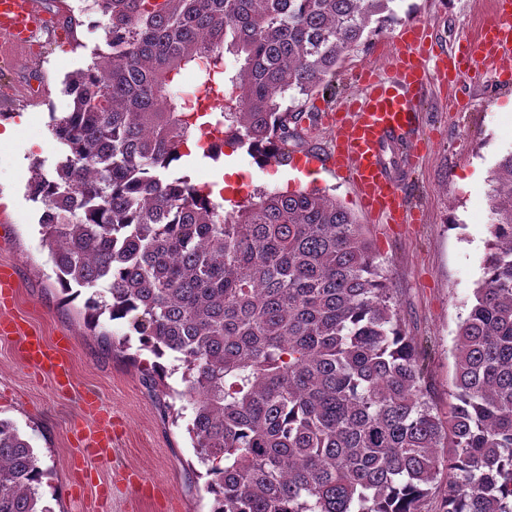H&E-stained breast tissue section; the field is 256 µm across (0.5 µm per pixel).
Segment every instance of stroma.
<instances>
[{"mask_svg":"<svg viewBox=\"0 0 512 512\" xmlns=\"http://www.w3.org/2000/svg\"><path fill=\"white\" fill-rule=\"evenodd\" d=\"M43 2L60 24L40 35L38 55L0 53V131L14 129L0 142V196L10 197L9 204L0 203V216L7 218L0 223V264L17 271L14 315L46 338L69 334L73 387L56 393L14 342L0 340V417L13 421L38 455L48 478L43 503L53 512H208L202 468L186 431L189 419L167 410L165 396L144 382L155 356L135 344L123 353L111 349L105 335L116 326L108 318L88 327L85 295L66 298L39 233L43 207L26 190L32 165L42 163L48 172L58 162L52 117L72 107L63 83L90 63L100 37L86 26H65L83 0ZM393 9V18L365 32L337 69V98L358 94L360 67L391 74L388 46L403 26L426 23L452 47L488 16L486 0H395ZM421 116L413 142L419 156L407 181L410 224L377 223L362 209L348 177L324 171L305 179L285 162L261 168L231 144L216 159L188 147L174 168L227 200L242 201L260 189H316L336 198L372 242L405 332L416 337L425 356L432 399L444 408L454 336L482 276L492 171L499 155L512 149V87L486 76L449 89L434 77ZM87 391L98 393L123 426L121 448L104 459L81 456L75 448L76 431L89 423L80 409Z\"/></svg>","mask_w":512,"mask_h":512,"instance_id":"35a3bbf8","label":"stroma"}]
</instances>
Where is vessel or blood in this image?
<instances>
[{"instance_id":"b4317fda","label":"vessel or blood","mask_w":512,"mask_h":512,"mask_svg":"<svg viewBox=\"0 0 512 512\" xmlns=\"http://www.w3.org/2000/svg\"><path fill=\"white\" fill-rule=\"evenodd\" d=\"M46 22L41 0H0V39L13 48L25 47ZM391 49L394 77L361 68L360 95L320 115L335 134L331 149L307 152L296 167H326L348 174L367 214L385 224H403L407 221L403 186L389 154L417 128L429 88L428 70L436 68L446 84L493 71L499 81H507L500 68L512 59V0H494L492 15L480 34L455 50L439 49L429 26L422 23L403 27ZM15 296V272L1 266L0 337H15L23 346L25 361L52 378L56 390H68L72 382L64 355L67 337L47 342L30 332L25 321L10 317ZM80 402L84 412L99 421L95 429L82 433L81 446L88 454L107 456L117 440L112 414L96 393H86Z\"/></svg>"}]
</instances>
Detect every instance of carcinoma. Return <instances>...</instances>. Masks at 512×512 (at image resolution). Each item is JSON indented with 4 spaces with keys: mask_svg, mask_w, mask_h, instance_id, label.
I'll return each instance as SVG.
<instances>
[{
    "mask_svg": "<svg viewBox=\"0 0 512 512\" xmlns=\"http://www.w3.org/2000/svg\"><path fill=\"white\" fill-rule=\"evenodd\" d=\"M393 2L92 0L102 41L64 82L61 159L48 174L36 163L27 194L44 206L60 287L91 290L89 326L125 323L120 347L137 337L160 359L162 394L191 407L209 512H512V150L492 174L488 251L443 415L374 250L336 199L260 191L226 213L171 175L211 111L170 92L181 71L224 102L217 124L262 165L301 143L319 115L293 102L335 95L340 61ZM39 462L0 418V512H51Z\"/></svg>",
    "mask_w": 512,
    "mask_h": 512,
    "instance_id": "carcinoma-1",
    "label": "carcinoma"
}]
</instances>
